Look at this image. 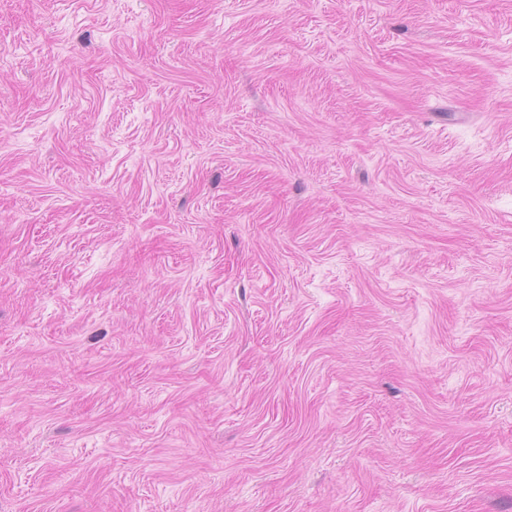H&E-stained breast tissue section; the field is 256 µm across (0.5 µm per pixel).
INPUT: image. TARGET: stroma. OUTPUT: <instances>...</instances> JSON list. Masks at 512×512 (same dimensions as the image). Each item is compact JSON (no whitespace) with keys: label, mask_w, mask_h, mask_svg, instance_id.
<instances>
[{"label":"stroma","mask_w":512,"mask_h":512,"mask_svg":"<svg viewBox=\"0 0 512 512\" xmlns=\"http://www.w3.org/2000/svg\"><path fill=\"white\" fill-rule=\"evenodd\" d=\"M0 512H512V0H0Z\"/></svg>","instance_id":"stroma-1"}]
</instances>
